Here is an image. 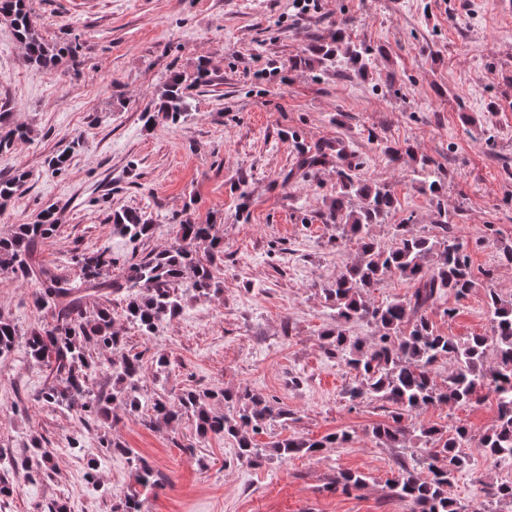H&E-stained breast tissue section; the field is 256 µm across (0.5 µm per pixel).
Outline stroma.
Listing matches in <instances>:
<instances>
[{
    "mask_svg": "<svg viewBox=\"0 0 512 512\" xmlns=\"http://www.w3.org/2000/svg\"><path fill=\"white\" fill-rule=\"evenodd\" d=\"M297 13L293 0H32L49 42L79 41L80 63L31 66L11 24L0 22V113L28 127L29 140L0 156V178L21 169V195L0 208V236L55 206L57 229L38 246L43 263L76 278L75 254L104 250L112 274L124 262L170 247L175 224L212 225L224 241L216 289L185 291L180 314L155 336H142L112 297L113 328L123 351L141 355V400H174L185 389L250 387L278 399L294 421L263 426L259 445L302 434L342 431L349 442L257 465L238 462L231 441L199 438L191 420L150 428L113 405L112 426L36 400L48 384L24 341L0 357V512H112L132 481L124 457L107 455L109 437L142 455L163 479L147 491L143 512H410L389 479L401 458L424 455L417 437L391 448L374 426L391 420L382 401L351 404L355 371L328 357L321 335L336 318L324 288L351 261L357 245L325 221L341 173L391 187L395 210L373 227L393 242V227L438 234V206L448 210L478 280L466 297L444 294L427 316L440 333L466 340L487 333L485 288L512 299V10L499 0H317ZM349 20V38L366 49V74L305 60L313 42L332 41ZM207 60L208 83L194 73ZM182 74L195 108L177 123L146 122L169 73ZM431 159L444 183L441 204L420 193L414 157L393 160L390 148ZM325 150L307 171L303 160ZM66 154L64 170L48 161ZM146 214L149 237L130 240L112 215ZM492 270L493 281L482 278ZM33 286L0 270V313L19 330L43 320ZM165 355V376L152 358ZM494 395L474 406L429 405L406 417L409 427L480 436L497 423ZM55 454L47 472L22 467L31 437ZM79 438L81 451L69 442ZM468 465L447 488L450 499L481 512H512L487 497L491 483L512 482V467L494 465L477 442ZM109 467L89 470L90 459ZM340 471L366 475L364 488L333 490Z\"/></svg>",
    "mask_w": 512,
    "mask_h": 512,
    "instance_id": "obj_1",
    "label": "stroma"
}]
</instances>
